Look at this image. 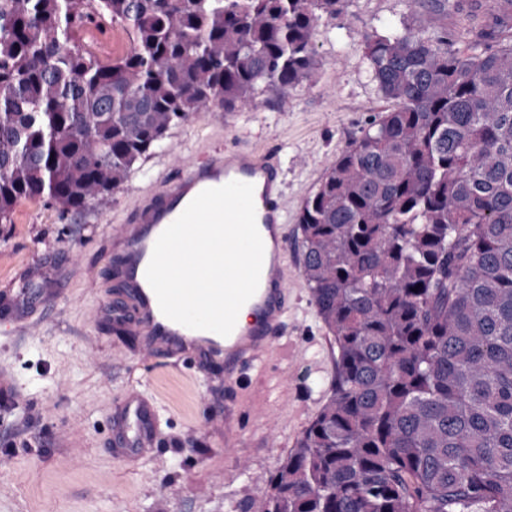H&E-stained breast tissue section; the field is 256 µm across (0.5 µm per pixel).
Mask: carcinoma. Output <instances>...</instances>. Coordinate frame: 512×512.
Returning a JSON list of instances; mask_svg holds the SVG:
<instances>
[{
	"label": "carcinoma",
	"mask_w": 512,
	"mask_h": 512,
	"mask_svg": "<svg viewBox=\"0 0 512 512\" xmlns=\"http://www.w3.org/2000/svg\"><path fill=\"white\" fill-rule=\"evenodd\" d=\"M474 24L368 35L390 107L300 208L302 275L336 350L330 395L250 512H512V0ZM344 0H0V221L112 197L171 127L316 68ZM133 42L102 58L91 17Z\"/></svg>",
	"instance_id": "1"
}]
</instances>
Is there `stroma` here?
I'll return each instance as SVG.
<instances>
[{
	"instance_id": "1",
	"label": "stroma",
	"mask_w": 512,
	"mask_h": 512,
	"mask_svg": "<svg viewBox=\"0 0 512 512\" xmlns=\"http://www.w3.org/2000/svg\"><path fill=\"white\" fill-rule=\"evenodd\" d=\"M427 17L436 30L458 20L429 0H347L320 20L317 66L288 94L257 91L235 112L201 111L172 128L135 164L106 206L65 212L20 201L0 223V290L29 294L28 326L0 334V375L19 398L0 404V512H243L330 395L335 355L300 272L288 262V334L256 367L247 426L233 449L209 427L199 401L221 370L191 372L119 331L100 301L114 297L108 246L138 196L205 153L240 145L280 151L289 232L330 165L389 106L363 43ZM158 403L161 439L136 456L115 450L114 419L128 392ZM58 493L45 495V487Z\"/></svg>"
}]
</instances>
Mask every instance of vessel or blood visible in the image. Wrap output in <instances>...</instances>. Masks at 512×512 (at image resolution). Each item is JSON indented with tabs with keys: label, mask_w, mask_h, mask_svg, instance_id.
Masks as SVG:
<instances>
[{
	"label": "vessel or blood",
	"mask_w": 512,
	"mask_h": 512,
	"mask_svg": "<svg viewBox=\"0 0 512 512\" xmlns=\"http://www.w3.org/2000/svg\"><path fill=\"white\" fill-rule=\"evenodd\" d=\"M241 181L254 187L256 225L264 243L260 282L246 302L252 320L237 322L229 336L195 330L167 318L146 279L154 245L188 204L203 190ZM112 275L125 285L123 301L103 302L116 324L145 337L152 352L186 356L198 369L224 368V400H207L211 422L223 423L225 446H235L243 432L245 413L239 396L247 390L250 372L288 333V213L284 205L282 161L273 148L239 146L216 151L186 165L174 178L144 192L112 235ZM155 404L142 392L128 395L122 417L126 431L119 437L126 455L156 442Z\"/></svg>",
	"instance_id": "b4317fda"
}]
</instances>
